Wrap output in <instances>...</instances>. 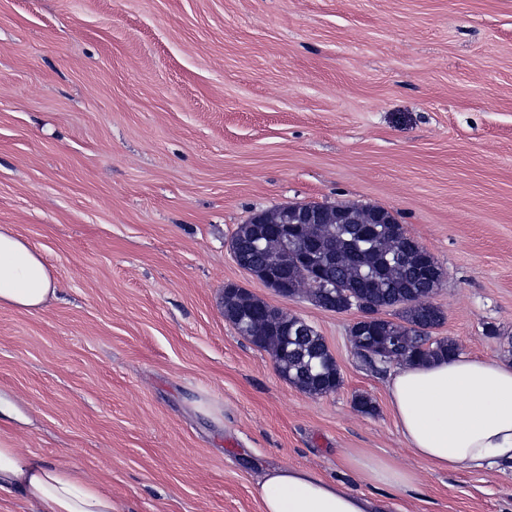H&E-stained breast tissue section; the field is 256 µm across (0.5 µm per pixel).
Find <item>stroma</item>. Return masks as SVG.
Segmentation results:
<instances>
[{"mask_svg":"<svg viewBox=\"0 0 512 512\" xmlns=\"http://www.w3.org/2000/svg\"><path fill=\"white\" fill-rule=\"evenodd\" d=\"M300 203L391 212L442 269L433 337L512 361V0H0V225L59 287L0 309V438L116 512H261L272 465L360 492L356 451L420 474L392 512H512L511 470L405 447L357 310L234 262L237 225ZM230 284L313 325L340 387L285 381Z\"/></svg>","mask_w":512,"mask_h":512,"instance_id":"obj_1","label":"stroma"}]
</instances>
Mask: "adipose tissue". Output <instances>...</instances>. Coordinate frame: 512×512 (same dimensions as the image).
Here are the masks:
<instances>
[{"mask_svg": "<svg viewBox=\"0 0 512 512\" xmlns=\"http://www.w3.org/2000/svg\"><path fill=\"white\" fill-rule=\"evenodd\" d=\"M56 285L41 255L10 225L0 226V308L45 307ZM391 412L407 448L431 469H512V362L458 355L402 364L387 383ZM347 464L373 487L412 489L415 472L366 453ZM0 491L35 512H114L112 497L68 465L0 443ZM261 512H387L385 499L354 492L314 471L278 466L255 486Z\"/></svg>", "mask_w": 512, "mask_h": 512, "instance_id": "1", "label": "adipose tissue"}]
</instances>
